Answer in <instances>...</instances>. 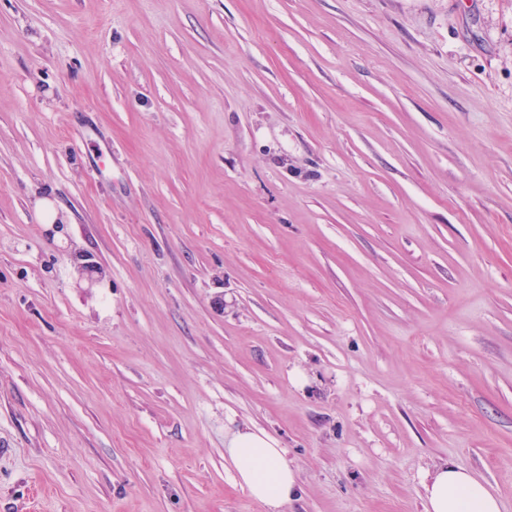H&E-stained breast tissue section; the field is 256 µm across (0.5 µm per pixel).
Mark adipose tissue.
Here are the masks:
<instances>
[{
    "instance_id": "adipose-tissue-1",
    "label": "adipose tissue",
    "mask_w": 512,
    "mask_h": 512,
    "mask_svg": "<svg viewBox=\"0 0 512 512\" xmlns=\"http://www.w3.org/2000/svg\"><path fill=\"white\" fill-rule=\"evenodd\" d=\"M236 480L268 512H282L299 489L287 450L266 431L238 429L225 444ZM426 512H501L499 499L466 467L445 462L425 476Z\"/></svg>"
}]
</instances>
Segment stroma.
<instances>
[{
	"mask_svg": "<svg viewBox=\"0 0 512 512\" xmlns=\"http://www.w3.org/2000/svg\"><path fill=\"white\" fill-rule=\"evenodd\" d=\"M246 425L512 512V0H0V512H266ZM426 512H501L499 499L466 467L436 466L425 476Z\"/></svg>",
	"mask_w": 512,
	"mask_h": 512,
	"instance_id": "obj_1",
	"label": "stroma"
}]
</instances>
